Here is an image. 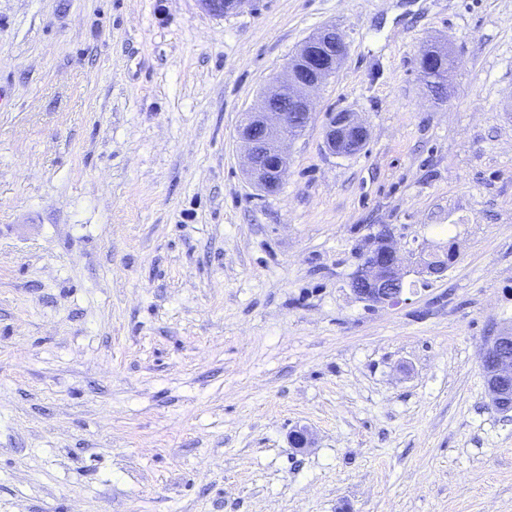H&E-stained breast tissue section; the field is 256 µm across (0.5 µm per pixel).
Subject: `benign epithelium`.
I'll list each match as a JSON object with an SVG mask.
<instances>
[{
  "instance_id": "1",
  "label": "benign epithelium",
  "mask_w": 512,
  "mask_h": 512,
  "mask_svg": "<svg viewBox=\"0 0 512 512\" xmlns=\"http://www.w3.org/2000/svg\"><path fill=\"white\" fill-rule=\"evenodd\" d=\"M209 15L222 18L236 11L246 0H198ZM344 35L329 26L310 36L297 56L287 64V78L272 82L262 93L259 107L245 112L237 128L248 161L247 172L266 193L275 192L288 170L285 142L299 136L312 120L309 93L332 76L346 53ZM369 130L357 113L331 114L325 128L329 151L338 156L357 153L368 139ZM450 251L422 249L415 254L417 273L425 282L438 280L455 261ZM403 260L392 233L380 229L371 236L370 246L351 281V290L371 306L396 305L404 294ZM490 400L503 412L512 411V332L504 331L487 345L482 357Z\"/></svg>"
}]
</instances>
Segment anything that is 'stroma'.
Here are the masks:
<instances>
[{
	"instance_id": "stroma-1",
	"label": "stroma",
	"mask_w": 512,
	"mask_h": 512,
	"mask_svg": "<svg viewBox=\"0 0 512 512\" xmlns=\"http://www.w3.org/2000/svg\"><path fill=\"white\" fill-rule=\"evenodd\" d=\"M326 26L265 193L237 127ZM384 226L406 290L372 307ZM510 326L512 0H0V512H512L481 363ZM369 130L357 113H332L325 128V142L329 151L338 156L357 153L368 139ZM406 275L391 231L382 228L371 236L350 287L358 299L370 306H393L402 300ZM416 273L425 278V285L432 280L442 278L449 266L455 261L456 254L450 250L440 252L435 249H421L415 254Z\"/></svg>"
}]
</instances>
